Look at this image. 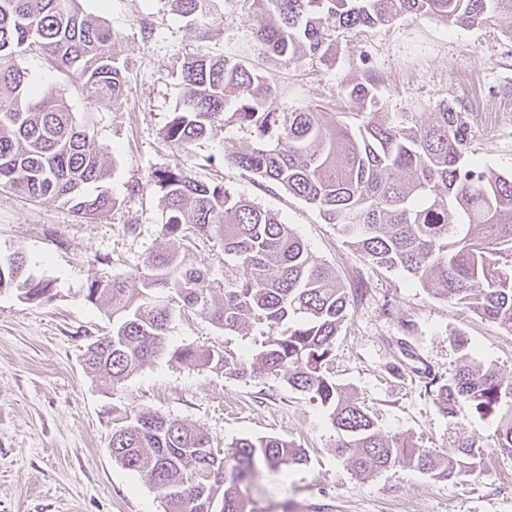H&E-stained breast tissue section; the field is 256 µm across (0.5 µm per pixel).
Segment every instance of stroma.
Listing matches in <instances>:
<instances>
[{
	"instance_id": "1",
	"label": "stroma",
	"mask_w": 512,
	"mask_h": 512,
	"mask_svg": "<svg viewBox=\"0 0 512 512\" xmlns=\"http://www.w3.org/2000/svg\"><path fill=\"white\" fill-rule=\"evenodd\" d=\"M82 11L112 29L115 51L130 64L120 104L100 107L36 55L18 58L33 82L56 85L76 118L92 115L109 177L101 188L115 205L93 222L51 198L33 200L0 187V256L23 252L28 270L51 282L54 298L37 303L0 291V512H164L161 492L116 462L113 431L146 411L198 428L219 454L242 438L276 436L306 448V465L259 480L252 494L267 512H512V453L491 447L492 419L461 409L444 416L427 393L423 370L445 379L460 364L457 338L475 361L512 376V333L440 299L404 273L369 264L340 225L281 188L254 182L225 157L251 143L237 124L216 127L193 158L163 131L179 107L183 63L193 55L236 56L269 72L281 87L280 109L319 106L352 112L340 97L364 70L390 119L431 121L453 103L470 127L469 157L512 173V36L495 24L464 27L439 17L337 31L331 57L305 56L284 66L255 38L261 21L244 0H210L206 14L181 16L174 0H80ZM192 162L199 178L216 177L232 194L270 210L315 260L346 284L351 314L327 372L374 414L383 434H413L442 453L460 437L483 444L480 472L437 481L399 464L367 476L336 452L328 410L291 388L285 375L236 377L164 356L111 388L86 369L88 344L112 319L86 301L94 277L119 274L137 287L146 256L168 248L161 194L152 174ZM89 185V192H96ZM265 340L249 327L227 332L173 310L171 348H210L253 363ZM402 362L401 375L390 374Z\"/></svg>"
}]
</instances>
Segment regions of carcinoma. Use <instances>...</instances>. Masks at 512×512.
Here are the masks:
<instances>
[{"label": "carcinoma", "mask_w": 512, "mask_h": 512, "mask_svg": "<svg viewBox=\"0 0 512 512\" xmlns=\"http://www.w3.org/2000/svg\"><path fill=\"white\" fill-rule=\"evenodd\" d=\"M263 17L256 39L288 64L307 54L327 56L339 30L388 24L403 16L441 17L479 26L497 23L512 36V0H252ZM115 37L79 0H0V185L32 199L71 205L83 219L112 208L109 170L91 134L76 121L52 84L37 85L17 58L39 54L96 103L115 105L128 64L114 53ZM378 77L341 85L364 112H324L315 106L285 112L273 78L233 56H192L183 66L181 107L164 131L188 150L224 123L227 93L238 106L231 119L252 144L229 162L303 200L327 224H339L350 244L378 268L399 270L437 296L512 331V174L468 158L469 124L442 102L428 124L386 118L376 97ZM164 198V228L174 246L148 257L140 287L113 275L93 279L86 300L112 315V341L86 350L85 365L111 388L167 353L170 302L226 331L268 328L263 350L247 369L223 351L178 349L181 361L227 374L288 375L289 385L330 410L336 449L365 475L406 464L437 481L476 470L480 447L459 438L449 454L420 448L406 434L385 437L373 413L326 374L336 337L351 306L336 273L315 261L278 215L236 196L187 164L155 173ZM200 239L221 244L233 260L231 279H210L190 258ZM0 288L25 299H53L51 283L34 279L23 253L0 264ZM455 373L427 386L442 413L460 405L496 422L493 446L512 452V378L474 361L466 342ZM112 457L162 492L166 512H261L251 493L261 471L274 474L306 462L305 449L286 439L243 438L228 458L210 437L183 422L147 412L112 433Z\"/></svg>", "instance_id": "1"}]
</instances>
